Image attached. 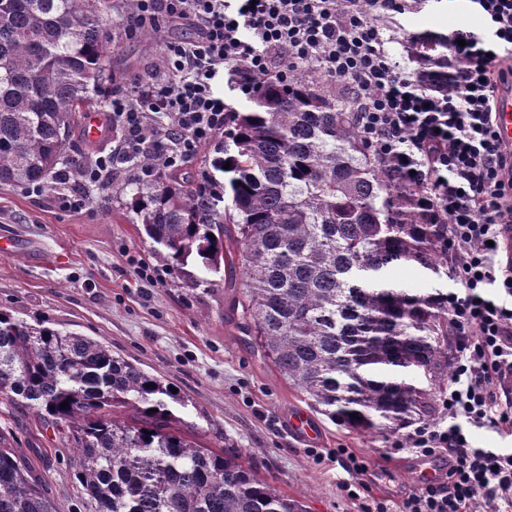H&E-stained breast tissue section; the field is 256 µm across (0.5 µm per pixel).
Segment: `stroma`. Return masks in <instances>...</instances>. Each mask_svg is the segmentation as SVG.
Wrapping results in <instances>:
<instances>
[{
    "label": "stroma",
    "instance_id": "obj_1",
    "mask_svg": "<svg viewBox=\"0 0 512 512\" xmlns=\"http://www.w3.org/2000/svg\"><path fill=\"white\" fill-rule=\"evenodd\" d=\"M471 0H421L417 10L381 19L390 49L407 73L417 65L406 47L431 29L477 26ZM156 40L113 37L115 82L141 72L156 54ZM123 175L95 189L86 210L61 209L54 192L35 196L0 184V242L14 250L0 254V310L102 341L117 355L171 382L187 398L177 409L180 428L204 447L241 455L245 465L285 496L303 501L309 512H361L371 499L399 506L417 484L424 459L395 448V435H366L334 423L291 388L251 337L238 326L227 274L210 284L188 287L185 276L160 262L128 207ZM149 266L155 284L140 282L136 270ZM383 283L433 294L453 285L446 273L433 274L394 264ZM303 416L316 431L313 440L296 437L291 418ZM0 435L42 480L58 512H89L73 476V450L66 427L36 411L0 399ZM346 448L364 459L370 475L360 498L343 490L348 474L334 461Z\"/></svg>",
    "mask_w": 512,
    "mask_h": 512
}]
</instances>
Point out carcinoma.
Returning a JSON list of instances; mask_svg holds the SVG:
<instances>
[{
    "instance_id": "cac0c4a2",
    "label": "carcinoma",
    "mask_w": 512,
    "mask_h": 512,
    "mask_svg": "<svg viewBox=\"0 0 512 512\" xmlns=\"http://www.w3.org/2000/svg\"><path fill=\"white\" fill-rule=\"evenodd\" d=\"M111 28L112 0H0L1 184L54 189L60 168L82 163L70 133L112 84ZM411 46L421 80L447 89L448 35L426 30ZM224 137L234 150L212 163L228 174L217 194L158 159L129 181L158 257L203 275L239 269L244 331L330 420L368 434L435 421L453 357L447 309L379 275L448 266L447 226L415 208V185L381 173L344 93L305 69L262 85ZM0 397L69 429L93 512H308L240 456L175 431L186 400L170 383L43 319L0 311ZM0 512H57L1 435Z\"/></svg>"
}]
</instances>
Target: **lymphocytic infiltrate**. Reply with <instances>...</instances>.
I'll return each mask as SVG.
<instances>
[{
    "label": "lymphocytic infiltrate",
    "instance_id": "1",
    "mask_svg": "<svg viewBox=\"0 0 512 512\" xmlns=\"http://www.w3.org/2000/svg\"><path fill=\"white\" fill-rule=\"evenodd\" d=\"M416 0H136L113 22L127 38L161 33L154 60L104 100L117 140L109 152L62 173L59 203L84 209L116 159L125 178L150 176L148 157L171 169L224 131L223 73L239 92L287 84L300 67L321 72L350 98L357 129L380 170L418 186L421 213L448 227L443 248L460 290L441 301L458 338L440 418L416 426L403 447L441 461L438 482L415 486L401 512H512V452L474 447L468 426L512 432V268L496 269L502 227L512 224V148L494 130L499 89L512 87V0H473L483 22L448 34L446 90L407 74L387 48L379 18ZM178 27L195 37L170 38Z\"/></svg>",
    "mask_w": 512,
    "mask_h": 512
}]
</instances>
